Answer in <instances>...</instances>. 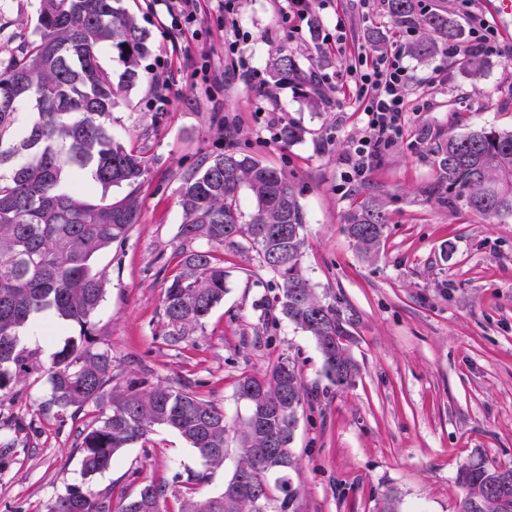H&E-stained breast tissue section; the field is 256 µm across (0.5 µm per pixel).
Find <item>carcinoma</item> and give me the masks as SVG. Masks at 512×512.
<instances>
[{
  "label": "carcinoma",
  "mask_w": 512,
  "mask_h": 512,
  "mask_svg": "<svg viewBox=\"0 0 512 512\" xmlns=\"http://www.w3.org/2000/svg\"><path fill=\"white\" fill-rule=\"evenodd\" d=\"M120 0H39V36L0 70V391L48 374L49 396L42 402L61 422L76 420L85 408L99 410L97 420L79 431L77 448L86 477L106 471L113 456L156 427L177 432L205 465L224 464L229 435L238 440L237 459L224 492L196 495L202 476L188 477L180 512H294L301 489L293 473L298 458L291 444L307 386L289 360L262 376L240 379L237 394L253 388L249 414L236 426L224 408L204 400L189 385H147L143 377L112 387V352L94 346L95 317L106 280L94 271L95 256L125 242L138 223V190L153 156L144 147H127L112 138L109 123L115 98L142 77L150 52V34ZM397 29L417 38L409 46L419 58L445 51L461 35L446 12L419 10V0H387ZM116 54L122 68L99 62L102 50ZM278 80L309 88L311 106L323 99L320 85L295 57L279 50L271 61ZM439 188L484 218L512 216V132L474 130L450 135L434 147ZM81 171L107 190L128 188L118 200L89 202L83 186L72 181ZM256 200L250 219L238 207L241 187ZM183 222L179 271L165 288L166 340L177 345L202 326L224 300V261L216 246L257 248L260 267L278 277L277 310L309 333L324 359V375L334 385L352 384L353 319L336 302L320 298L302 268L305 216L296 186L281 171L250 155L223 152L204 160L179 188ZM387 214L364 202L347 215L350 236L365 254L376 252ZM204 240L208 248H195ZM79 327V334L56 352L45 368L39 346L21 342L27 330L50 332L47 316ZM511 467L483 457L462 465L458 484L465 492L459 512H503L496 486ZM267 486L262 497L247 486ZM164 490L146 484L123 500L119 512H166ZM47 512H114L112 492L72 485L47 505Z\"/></svg>",
  "instance_id": "carcinoma-1"
}]
</instances>
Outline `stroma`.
Masks as SVG:
<instances>
[{
  "mask_svg": "<svg viewBox=\"0 0 512 512\" xmlns=\"http://www.w3.org/2000/svg\"><path fill=\"white\" fill-rule=\"evenodd\" d=\"M38 4L0 0V66L33 38ZM122 4L150 32L151 52L143 80L112 110V136L147 147L155 163L128 240L94 260L107 278L96 339L112 352L114 386L141 375L152 384L188 382L235 423L247 414L239 378L290 359L309 392L293 443L297 512H378L387 495L399 512H458L463 462L481 455L512 465V218L487 221L453 194L434 193V147L451 134L512 130V54L483 58L477 76L445 56L405 55L414 88L429 87L431 104L408 113L401 137L370 172L351 177L343 159L362 135L360 113L338 106L331 87L323 107H310L301 89L274 83L269 64L282 47L302 69L333 77L347 54L386 53L372 37L390 26L384 0L315 5L291 34L280 25L278 0H242L237 20L250 34L243 50L257 71L249 81L227 72L216 0H200L194 24L162 14L154 0ZM204 63L208 81L198 73ZM439 67L444 81L429 85ZM291 121L305 133L286 146L279 131ZM227 150L282 169L300 190L305 274L319 296L354 315L361 374L350 387L326 379L307 333L284 318L264 323L259 306L272 302L274 277L249 248L216 249L227 272L223 302L186 342L167 344L162 301L182 243L178 190L204 158ZM365 200L388 214L372 256L346 228L347 213ZM47 392L41 379L0 395V512H46L71 485L108 490L117 500L150 483L164 489L167 512H178L182 477L206 474L196 492L213 497L233 474L235 449L210 470L176 432L159 428L120 450L109 470L83 477L76 427L97 411L60 423L40 407ZM12 417L30 429L14 431Z\"/></svg>",
  "mask_w": 512,
  "mask_h": 512,
  "instance_id": "stroma-1",
  "label": "stroma"
}]
</instances>
